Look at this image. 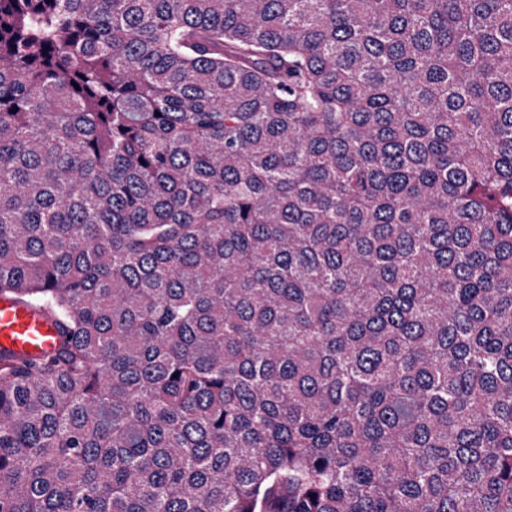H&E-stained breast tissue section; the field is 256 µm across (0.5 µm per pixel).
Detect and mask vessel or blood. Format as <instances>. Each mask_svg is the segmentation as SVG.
Here are the masks:
<instances>
[{"mask_svg": "<svg viewBox=\"0 0 512 512\" xmlns=\"http://www.w3.org/2000/svg\"><path fill=\"white\" fill-rule=\"evenodd\" d=\"M65 336L53 316L14 296L0 294V352L23 358L55 354Z\"/></svg>", "mask_w": 512, "mask_h": 512, "instance_id": "1", "label": "vessel or blood"}]
</instances>
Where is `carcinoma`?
<instances>
[{"instance_id":"carcinoma-1","label":"carcinoma","mask_w":512,"mask_h":512,"mask_svg":"<svg viewBox=\"0 0 512 512\" xmlns=\"http://www.w3.org/2000/svg\"><path fill=\"white\" fill-rule=\"evenodd\" d=\"M0 512H512V0H0ZM64 343V333L53 316L0 294V352L37 358L55 354Z\"/></svg>"}]
</instances>
